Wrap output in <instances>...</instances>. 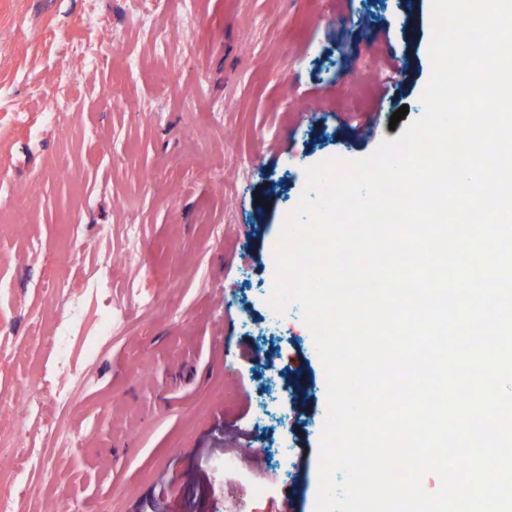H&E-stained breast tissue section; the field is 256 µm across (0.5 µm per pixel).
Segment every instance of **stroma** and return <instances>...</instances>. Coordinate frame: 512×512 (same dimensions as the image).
<instances>
[{"instance_id": "35a3bbf8", "label": "stroma", "mask_w": 512, "mask_h": 512, "mask_svg": "<svg viewBox=\"0 0 512 512\" xmlns=\"http://www.w3.org/2000/svg\"><path fill=\"white\" fill-rule=\"evenodd\" d=\"M405 2L0 0V400L52 367L53 279L108 278L114 316L71 344L70 407L23 419L50 474L20 512H315L327 373L300 308L266 303L274 253L306 167L423 117L431 0ZM383 29L409 61L388 90ZM257 353L302 369L306 410ZM228 448L259 451L229 484Z\"/></svg>"}]
</instances>
